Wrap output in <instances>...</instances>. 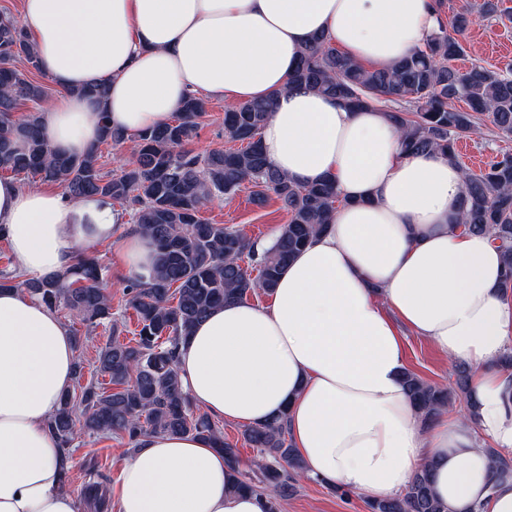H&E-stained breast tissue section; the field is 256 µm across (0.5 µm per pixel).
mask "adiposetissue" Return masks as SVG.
Here are the masks:
<instances>
[{
  "instance_id": "ef3b65f1",
  "label": "adipose tissue",
  "mask_w": 512,
  "mask_h": 512,
  "mask_svg": "<svg viewBox=\"0 0 512 512\" xmlns=\"http://www.w3.org/2000/svg\"><path fill=\"white\" fill-rule=\"evenodd\" d=\"M436 0H22L41 72L61 96L44 114L51 146L78 153L102 122L127 136L169 123L191 94L266 100L273 168L333 181L327 229L296 255L267 304L230 302L178 351L183 390L211 417L253 425L286 415L308 476L369 500L394 498L425 463L451 512H512V483L490 486L485 446L512 450V299L489 235L455 228L462 173L433 151L406 153L378 107L351 110L288 77L326 36L387 67L439 28ZM108 85L105 106L83 95ZM125 215L93 196L0 179V233L28 278L58 273L80 245L111 240ZM472 366L469 417L423 422L404 383L401 328ZM63 321L19 288L0 290V512H79L70 462L46 424L74 381ZM120 465L117 512H265L197 437L147 434Z\"/></svg>"
}]
</instances>
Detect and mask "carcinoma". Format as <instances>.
<instances>
[{
  "label": "carcinoma",
  "instance_id": "1",
  "mask_svg": "<svg viewBox=\"0 0 512 512\" xmlns=\"http://www.w3.org/2000/svg\"><path fill=\"white\" fill-rule=\"evenodd\" d=\"M481 11L512 21V10L499 0H483ZM468 10L455 13L450 26L411 55L386 69L364 66L314 39L304 50L290 84L309 85L351 108L384 106L401 132L404 150L438 151L456 159V141L487 119L512 136V72L473 62L465 70L453 65L464 53ZM39 70L24 27L7 13L0 14V171L22 179H37L63 187L78 199L98 196L133 206L136 228L155 242L149 274L133 273L126 280L128 306L136 314L137 339H119V321L112 313L99 258L86 253L64 271L25 280L0 271V287L23 288L51 310L67 309L87 326L109 324L111 336L97 347L94 373L108 379L110 388L93 379L82 382L84 361L76 362L77 389L66 393L47 429L70 457L82 429L88 435L128 440L137 450L146 433L173 436L194 434L224 453L240 470L234 488L266 498L265 512H279V497L294 489L291 472L304 466L288 433L286 416L248 427L244 440L257 450L256 468L246 470L235 445L224 441L220 427L194 411L176 369L177 351L195 324L226 300L243 299L257 291L271 293L281 270L317 234L323 232L340 198L333 184L298 186L274 170L261 149V130L269 104L246 101L224 112V132L240 147L214 150L200 156L188 148L207 112L206 101L191 95L174 119L161 128L147 129L135 138L136 159L109 176L98 164L100 145L127 140L102 116L97 143L79 154L54 150L43 131L41 103L45 88L24 70ZM464 102L466 108L456 107ZM31 103L28 115L15 112ZM253 201L279 199L289 214L275 243L263 253L254 241L224 224L203 222L198 214L212 198L231 195L244 184ZM456 227L469 233H489L505 256L503 288L512 292V155L504 153L487 169L464 173L462 211ZM249 265H243L244 260ZM468 367L456 368L458 390L432 385L413 372L405 373L407 391L425 417L457 401L471 403ZM492 486L512 481V459L490 448ZM370 512H448L436 497L430 474L422 468L400 496L368 503Z\"/></svg>",
  "mask_w": 512,
  "mask_h": 512
}]
</instances>
